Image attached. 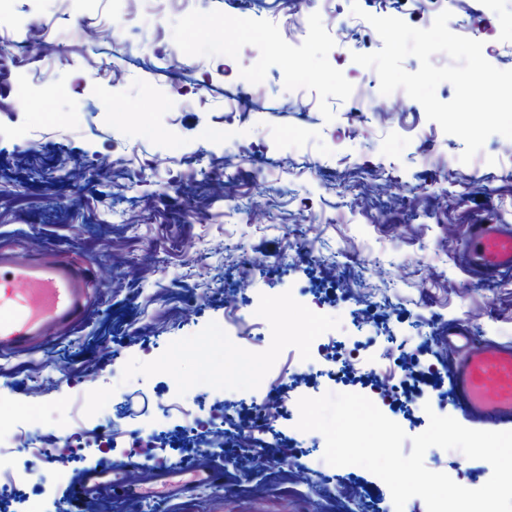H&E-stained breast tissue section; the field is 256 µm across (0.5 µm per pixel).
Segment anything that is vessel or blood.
Here are the masks:
<instances>
[{
	"label": "vessel or blood",
	"mask_w": 512,
	"mask_h": 512,
	"mask_svg": "<svg viewBox=\"0 0 512 512\" xmlns=\"http://www.w3.org/2000/svg\"><path fill=\"white\" fill-rule=\"evenodd\" d=\"M472 276L491 281L512 272V225L476 222L465 239ZM92 278L87 266L52 255H25L0 248V356L26 351L49 331H69L86 312ZM459 348L452 393L468 417L512 431V343L477 340L471 332L452 330ZM121 465L89 475L82 493L112 488L118 496L147 505L190 488L219 482V471L187 467L163 470L154 486H124Z\"/></svg>",
	"instance_id": "1"
}]
</instances>
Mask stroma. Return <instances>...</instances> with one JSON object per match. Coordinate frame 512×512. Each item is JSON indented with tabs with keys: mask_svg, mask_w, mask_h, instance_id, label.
Returning a JSON list of instances; mask_svg holds the SVG:
<instances>
[{
	"mask_svg": "<svg viewBox=\"0 0 512 512\" xmlns=\"http://www.w3.org/2000/svg\"><path fill=\"white\" fill-rule=\"evenodd\" d=\"M375 0H339L332 16L317 0H196L157 12L143 0H0V246L62 251L87 265L94 292L84 321L28 351L0 357V413L33 427L76 422L103 433L149 429L165 449H84L79 462L30 460L16 479L37 492L40 512H93L100 495L75 497L86 472L126 460L124 480L149 482L168 466L222 468L223 480L150 512L396 511L387 485L363 467L337 468L319 486L317 446L292 448L296 423L282 422L277 455L243 448L182 449L162 405L173 383L196 385L202 416L247 413L248 383L225 392L202 377H233L238 361L304 354L314 329L345 345L375 349L403 340L422 392L393 416L411 437L428 410L469 429L449 387L458 352L448 326L512 343V276L471 277L462 243L472 221L512 224V139L491 135L470 163L463 141L396 90L384 95L353 54L381 49L351 11ZM449 29L493 46L487 61L512 70V0L484 24V0H387L386 14L421 29L442 11ZM134 12L133 25L115 19ZM308 17L301 28L289 17ZM58 43L53 60L33 44L42 22ZM302 77L291 86L286 55ZM231 112V139L205 132ZM80 164L73 185L65 168ZM112 172L100 178L101 170ZM223 182V193L212 183ZM312 240L315 257L293 251ZM248 250L249 264L238 256ZM261 304L264 337L251 349L212 343L228 307ZM283 386L292 399L360 393L300 366ZM425 466L476 489L483 460L429 448Z\"/></svg>",
	"mask_w": 512,
	"mask_h": 512,
	"instance_id": "stroma-1",
	"label": "stroma"
}]
</instances>
